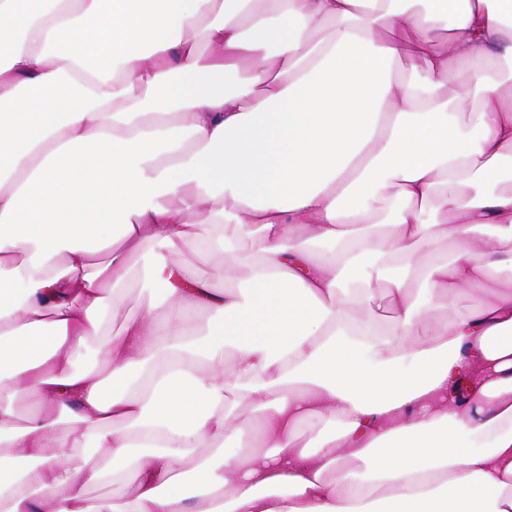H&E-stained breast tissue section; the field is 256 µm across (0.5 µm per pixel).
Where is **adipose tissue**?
<instances>
[{
	"label": "adipose tissue",
	"mask_w": 512,
	"mask_h": 512,
	"mask_svg": "<svg viewBox=\"0 0 512 512\" xmlns=\"http://www.w3.org/2000/svg\"><path fill=\"white\" fill-rule=\"evenodd\" d=\"M0 512H512V0H0ZM160 254L171 264H190L200 276L210 278L216 288H223L225 275L227 283H239L247 278L250 266L256 261L248 253H241L236 260L225 259L220 252H205L196 243L179 244L176 247L161 249L148 245L144 256L131 260V273L129 281L124 288L125 303L112 310V334L121 328L128 315L138 313L146 302L159 301L163 298L161 288H148L144 281L143 267L146 260ZM383 284L381 282H373V288L378 293L377 301L372 304L371 307L364 308L360 312V316L371 321H379L385 323L390 316V311L386 305V300L384 298V288H382Z\"/></svg>",
	"instance_id": "ef3b65f1"
}]
</instances>
